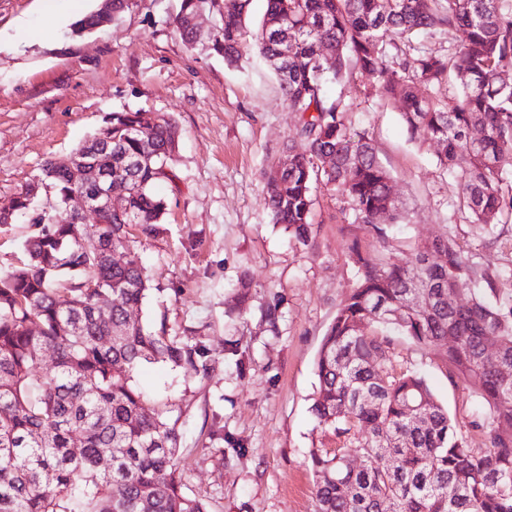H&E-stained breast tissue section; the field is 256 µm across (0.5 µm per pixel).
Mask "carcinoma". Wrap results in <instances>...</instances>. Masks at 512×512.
<instances>
[{"instance_id": "1", "label": "carcinoma", "mask_w": 512, "mask_h": 512, "mask_svg": "<svg viewBox=\"0 0 512 512\" xmlns=\"http://www.w3.org/2000/svg\"><path fill=\"white\" fill-rule=\"evenodd\" d=\"M249 7L250 0H180L173 23L186 46L206 39L235 65L246 46ZM202 9L222 18L204 38L191 24ZM445 27L464 34L452 59L420 52L396 67L386 63L389 50ZM252 46L300 114L296 137L304 150L288 145L289 167L263 173L272 221L297 242L311 237L320 185L339 190L356 220L380 238L378 215L402 217L371 139L351 131L342 97L324 94L352 65L377 79L381 96L402 102L407 130L439 145L442 166L467 157L459 178L477 223L491 230L512 212V196L501 194L512 176V82L500 78L512 70V12L499 0H266ZM326 50L334 70L325 73ZM450 70L457 95L442 102L420 93L421 84L447 83ZM477 127L483 136L475 141ZM176 136L175 122L154 112H114L78 149L87 160L94 145L112 143V188L127 197L125 209L85 225L94 236L90 248L53 211L31 218V186L17 194L15 214L0 219L12 224L24 216L41 226L26 240L27 261L0 273V512H209L183 491L177 422L147 404L134 377L145 363L194 367L199 350L131 316L147 296L148 279L135 257L115 265L107 255L128 250L132 228L150 237L163 223L165 202L153 187L175 178L168 160ZM327 155L335 157L329 170L320 160ZM42 174L56 199L96 190L72 185L71 175L49 161ZM347 258L356 283L316 360L312 411L342 440L311 453L317 512H512V306L462 288L479 276L443 237L417 245L406 263L356 240ZM479 278L494 290L492 275ZM450 289L470 300L448 306ZM101 293L115 301L111 308L98 306ZM393 332L438 349L449 380L474 394L487 420L485 448L457 431L419 371L393 368ZM487 336L497 340L492 352L485 351ZM46 353L52 366L44 370ZM350 453L361 459L354 469L344 463Z\"/></svg>"}]
</instances>
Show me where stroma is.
<instances>
[{
  "label": "stroma",
  "instance_id": "stroma-1",
  "mask_svg": "<svg viewBox=\"0 0 512 512\" xmlns=\"http://www.w3.org/2000/svg\"><path fill=\"white\" fill-rule=\"evenodd\" d=\"M46 24L41 0H0V207L64 161L111 113L146 110L173 119L174 182L157 187L168 202L153 237L129 249L151 290L143 321L159 335L200 346L206 372L148 364L135 376L166 404L181 433L183 488L209 512H317L310 453L338 444L311 411L315 362L336 310L355 281L347 247L359 241L395 260L416 244L448 237L474 269L500 270L492 303H512V215L493 231L476 224L439 147L412 139L399 109L360 70L329 88L342 96L354 130L372 139L389 171L402 219L385 238L353 221L339 192L317 188L309 245L272 223L262 172L286 158L299 115L254 49L226 67L209 44L187 49L173 19L178 0L137 7L90 34L71 25L99 0H56ZM249 275L252 286L237 284ZM396 368L425 377L457 428L485 444L478 402L448 379L436 350L398 336Z\"/></svg>",
  "mask_w": 512,
  "mask_h": 512
}]
</instances>
